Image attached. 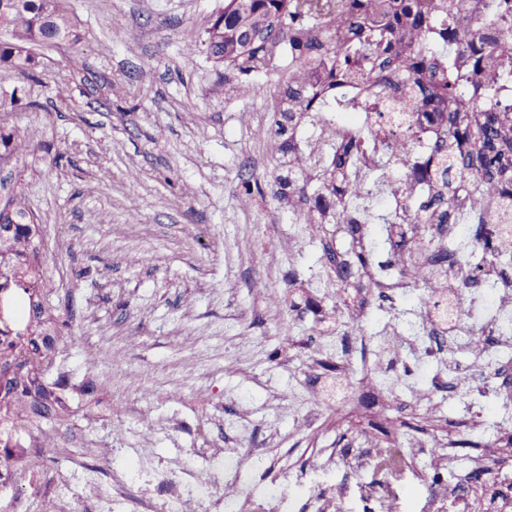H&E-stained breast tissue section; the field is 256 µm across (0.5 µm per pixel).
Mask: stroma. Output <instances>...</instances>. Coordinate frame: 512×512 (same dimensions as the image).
<instances>
[{
  "label": "stroma",
  "instance_id": "35a3bbf8",
  "mask_svg": "<svg viewBox=\"0 0 512 512\" xmlns=\"http://www.w3.org/2000/svg\"><path fill=\"white\" fill-rule=\"evenodd\" d=\"M68 5L81 42L34 50L40 69L67 84V97L0 65V88L18 92L13 110L0 112V132L38 134L29 150L0 161V206L22 195L39 224L42 288L62 334L55 367L95 387L89 406L66 392L72 415L54 429L61 452L40 457L39 472H64L69 496L108 499L113 473L129 484L142 466L187 464L202 474L225 452L246 482L233 510L252 512L255 498L270 493L267 470L316 469L329 479L333 459L352 458L386 433L423 446L397 486L396 512H431L418 476L442 472L437 441L455 442L458 460L491 455L512 469V447L491 436L495 410L512 406V386L496 374L427 409L402 367L386 385L367 382L364 368L418 310L417 294L373 308L367 335L337 353L336 322L359 312L363 294L327 280L324 255L335 251L359 271L356 242L334 224L307 233L302 200L276 196L278 163L265 131L278 78L260 77L258 100L229 92L235 72L203 46L224 0ZM77 51L83 66L74 70ZM249 178L264 195L246 207ZM133 253L144 262L127 264ZM292 286L311 304L265 303L264 288L284 296ZM282 328L296 346L278 342ZM340 355L356 388L341 408L327 393L328 366ZM131 366L148 378L149 394L125 392ZM201 390L209 407L195 401ZM479 399L495 409L469 422L462 403Z\"/></svg>",
  "mask_w": 512,
  "mask_h": 512
}]
</instances>
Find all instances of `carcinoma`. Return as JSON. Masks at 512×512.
Segmentation results:
<instances>
[{"label": "carcinoma", "mask_w": 512, "mask_h": 512, "mask_svg": "<svg viewBox=\"0 0 512 512\" xmlns=\"http://www.w3.org/2000/svg\"><path fill=\"white\" fill-rule=\"evenodd\" d=\"M20 8L0 9V64L36 82L52 78L36 71L35 46L50 44L60 30L78 41L75 23L62 0H19ZM495 9H512V0H224V14L207 30L206 52L246 77L270 71L272 59L288 55L280 70L278 107L266 138L278 155L275 182L288 200L305 193L307 157L295 140L296 128L313 112L341 106L382 107L372 137L388 142L394 128L406 125L411 139L422 141L413 125L421 113L434 136L418 163L386 149L372 170L404 173V186L426 192L427 201L411 214L387 213L377 219L394 224H442L448 212L462 209L475 224L474 239L495 253L503 239L482 233L486 224L512 217V62L503 66L499 97L486 105L479 20ZM409 81L415 96L394 102L385 96L383 73ZM25 139L0 133V160L22 152ZM332 170H324L305 197L309 224H365L372 212L364 199L371 191L351 183L346 159L363 149L353 134L334 145ZM39 225L17 196L0 209V292L10 303L8 322H0V468L11 471L26 460L25 439L36 440L39 423L66 421L70 410L63 392L70 380L47 375L56 343L50 306L34 298L44 269L39 258ZM374 474L402 468L405 455L392 441L373 451Z\"/></svg>", "instance_id": "obj_1"}]
</instances>
